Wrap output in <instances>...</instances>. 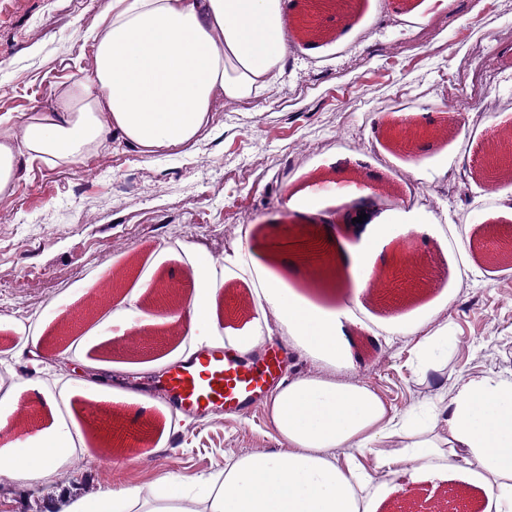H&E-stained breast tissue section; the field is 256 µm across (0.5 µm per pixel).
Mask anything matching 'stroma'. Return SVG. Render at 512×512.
Here are the masks:
<instances>
[{
  "label": "stroma",
  "instance_id": "obj_1",
  "mask_svg": "<svg viewBox=\"0 0 512 512\" xmlns=\"http://www.w3.org/2000/svg\"><path fill=\"white\" fill-rule=\"evenodd\" d=\"M107 0H0V135L26 115L56 105L63 88L91 68L92 35ZM321 28L346 16L344 43L299 38L265 105L216 106L211 129L193 147L153 160L112 141L104 153L69 167L21 163L13 191L0 195V394L25 398L35 377L69 411L71 392L88 380L146 393L191 344L188 324L167 322L145 281L175 288L180 304L196 282L216 292L218 326L238 310L264 313L261 336L283 348L285 374H320L369 385L398 411L437 401L458 373L512 377V269L492 261L478 240L512 232V177L482 184V146L497 113L512 114V42L495 43L505 70L488 88L490 112L476 116L440 103L441 87L476 40L512 27V0H356L352 15L316 0ZM427 46L407 50L421 28ZM370 185L365 205L343 204L338 188ZM301 193L303 210L287 198ZM334 217L332 252L361 243L389 224L387 253L419 278L391 298L394 271L355 294L351 275L318 288L322 270L304 260L302 238ZM426 224L429 234L416 232ZM288 226L287 246L278 227ZM276 272L297 296L349 311V360L330 365L264 312L257 269ZM136 299L150 323L120 339L103 328L121 299ZM74 335L57 340L63 320ZM455 337L443 372L420 381L412 366L419 337ZM41 337L38 347L27 339ZM88 430L75 450L39 481L0 480V512H63L76 497L145 488L161 474L188 481L244 453L282 451L268 413L221 422H170L156 433L147 461L100 458ZM460 480L430 478L399 465L380 489L378 512H452Z\"/></svg>",
  "mask_w": 512,
  "mask_h": 512
}]
</instances>
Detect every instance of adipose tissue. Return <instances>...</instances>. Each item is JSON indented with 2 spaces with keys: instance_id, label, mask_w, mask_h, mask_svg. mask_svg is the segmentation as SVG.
<instances>
[{
  "instance_id": "obj_1",
  "label": "adipose tissue",
  "mask_w": 512,
  "mask_h": 512,
  "mask_svg": "<svg viewBox=\"0 0 512 512\" xmlns=\"http://www.w3.org/2000/svg\"><path fill=\"white\" fill-rule=\"evenodd\" d=\"M293 0H109L93 38V67L62 89L54 110L28 116L0 136V195L13 190L22 160L69 166L119 138L153 158L195 144L217 103L234 106L270 93L294 51ZM273 316L321 359L348 357L330 307L296 300L264 272ZM454 337H423L419 379L439 371ZM269 417L288 452L240 455L191 481L158 477L148 490L73 499L66 512H377L373 471L466 475L482 492L481 512H512V380L462 373L449 396L422 410H390L371 387L317 375L283 378ZM47 439L0 456V478L48 477L71 452L62 418ZM375 451V469L365 463Z\"/></svg>"
}]
</instances>
